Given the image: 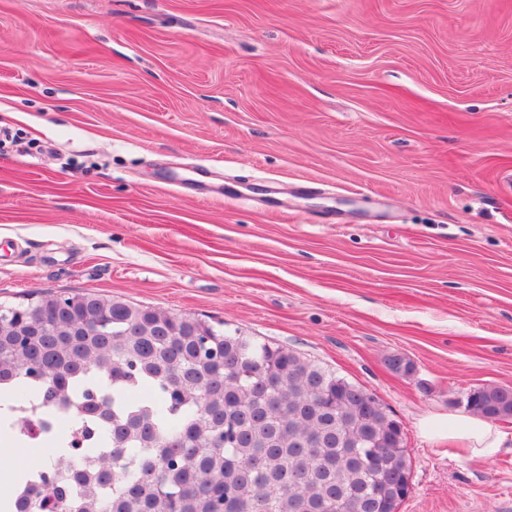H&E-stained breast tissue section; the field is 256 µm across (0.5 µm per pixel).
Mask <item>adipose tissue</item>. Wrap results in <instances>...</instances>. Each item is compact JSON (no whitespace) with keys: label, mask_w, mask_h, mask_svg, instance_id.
<instances>
[{"label":"adipose tissue","mask_w":512,"mask_h":512,"mask_svg":"<svg viewBox=\"0 0 512 512\" xmlns=\"http://www.w3.org/2000/svg\"><path fill=\"white\" fill-rule=\"evenodd\" d=\"M418 428L425 438L457 443V455L470 460H490L501 448L512 445V433L477 415L451 413L443 418L427 415L419 420Z\"/></svg>","instance_id":"obj_1"}]
</instances>
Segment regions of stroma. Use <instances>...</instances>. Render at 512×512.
I'll list each match as a JSON object with an SVG mask.
<instances>
[{
	"label": "stroma",
	"mask_w": 512,
	"mask_h": 512,
	"mask_svg": "<svg viewBox=\"0 0 512 512\" xmlns=\"http://www.w3.org/2000/svg\"><path fill=\"white\" fill-rule=\"evenodd\" d=\"M506 171L512 0H0V302L118 297L335 370L402 423L400 512H512V447L417 428L512 387Z\"/></svg>",
	"instance_id": "obj_1"
}]
</instances>
